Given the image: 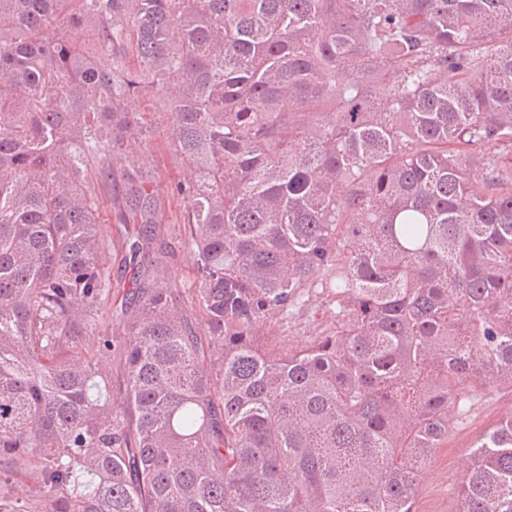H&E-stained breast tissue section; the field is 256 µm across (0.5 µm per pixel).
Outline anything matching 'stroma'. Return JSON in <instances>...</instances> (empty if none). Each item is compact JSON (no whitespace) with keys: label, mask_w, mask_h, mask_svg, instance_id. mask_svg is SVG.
<instances>
[{"label":"stroma","mask_w":512,"mask_h":512,"mask_svg":"<svg viewBox=\"0 0 512 512\" xmlns=\"http://www.w3.org/2000/svg\"><path fill=\"white\" fill-rule=\"evenodd\" d=\"M126 105L129 111L151 115V133L135 155L137 167L145 176L163 186L188 181L190 172L187 167L174 160L164 148L171 127L163 107L144 101L136 94L128 97ZM97 174L94 168L88 172L89 181L97 185V203L101 210L99 229L108 245L117 246L126 235L137 233L139 227L118 223L116 219L126 195L123 178L114 176L111 185L103 186L97 184ZM165 209L167 222L151 249L155 263L147 267L144 279L180 290L191 279L193 267L192 255L184 243V202L176 196L166 197ZM329 325L325 302L323 298L316 297L293 318H286L280 313L273 315L267 321L266 328L271 335L278 337L281 345L299 349ZM511 408L512 386L502 384L478 389L475 404L466 417L449 412L448 438L441 448L435 450L420 474L414 501L415 512H456L457 491L466 474L473 442Z\"/></svg>","instance_id":"stroma-1"}]
</instances>
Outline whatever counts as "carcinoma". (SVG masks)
Listing matches in <instances>:
<instances>
[{
  "mask_svg": "<svg viewBox=\"0 0 512 512\" xmlns=\"http://www.w3.org/2000/svg\"><path fill=\"white\" fill-rule=\"evenodd\" d=\"M133 92L194 174L172 187L194 276L183 299L130 264L102 332L86 171L112 184L149 133ZM125 180L120 220L164 223L158 188ZM315 288L335 327L282 348L268 315ZM498 384L512 0H0V461L42 474L13 512H414L448 409ZM459 503L512 512V415Z\"/></svg>",
  "mask_w": 512,
  "mask_h": 512,
  "instance_id": "1",
  "label": "carcinoma"
}]
</instances>
